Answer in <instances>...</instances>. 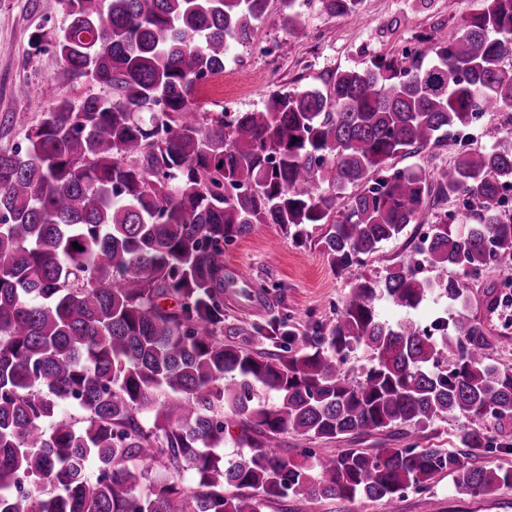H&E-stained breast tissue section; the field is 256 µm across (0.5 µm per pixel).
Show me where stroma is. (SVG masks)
Instances as JSON below:
<instances>
[{
    "label": "stroma",
    "mask_w": 512,
    "mask_h": 512,
    "mask_svg": "<svg viewBox=\"0 0 512 512\" xmlns=\"http://www.w3.org/2000/svg\"><path fill=\"white\" fill-rule=\"evenodd\" d=\"M476 5V0H363L360 14L330 16L317 0H296L299 22L290 29L282 22V0H267L252 43L234 50L223 74L201 87L196 100L210 110L263 108L275 91L323 87L336 71L363 66L378 54L413 48L420 33L436 27L454 31ZM66 23L63 0H0V153L26 149V133L48 105V86H55L60 98L74 99L89 90L108 96L107 86H92L83 79L55 84L59 60L53 49L32 48L36 28L56 31ZM20 84L26 86L27 98L16 97ZM323 231L320 224L310 227L311 242L299 248L276 225L257 224L233 243L224 253L225 269L246 270L270 290L255 302L240 291L225 295V328H247L279 317L310 330L332 318L350 285L316 246ZM415 260L414 246L403 236L384 242L362 272L378 282L389 266H409ZM267 512H512V488L475 494L458 488L444 473L425 491L407 489L391 503L295 497L287 507L274 504Z\"/></svg>",
    "instance_id": "obj_1"
}]
</instances>
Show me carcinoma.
I'll list each match as a JSON object with an SVG mask.
<instances>
[{
    "label": "carcinoma",
    "mask_w": 512,
    "mask_h": 512,
    "mask_svg": "<svg viewBox=\"0 0 512 512\" xmlns=\"http://www.w3.org/2000/svg\"><path fill=\"white\" fill-rule=\"evenodd\" d=\"M68 23L36 32L60 59L56 80L84 78L102 97L51 102L24 153H0V512H265L313 502L393 501L446 472L466 490L512 486V361L472 309L512 301L475 281L512 268V142L470 130L512 109V0H481L462 27L416 49L341 70L323 89L274 92L254 112H201L200 83L251 42L267 0H64ZM329 15L363 0H318ZM458 145L429 174L395 160ZM352 189L337 209V195ZM462 200L425 235L430 276L395 265L359 274L427 207ZM255 224L296 246L307 226L349 294L313 334L286 320L224 342V250ZM79 248H74L73 244ZM454 274H448V270ZM430 295L456 310L429 327L409 313ZM386 299L407 316L383 320ZM364 348L370 366L343 370ZM275 393L274 408L253 404ZM82 412L77 419L64 405ZM249 452L226 465L224 413ZM463 418L458 449L358 448ZM348 439L336 453L281 450L280 435ZM194 480L183 483V473ZM502 113H487L483 119L473 128L480 143L488 148L505 143L506 131L501 125Z\"/></svg>",
    "instance_id": "carcinoma-1"
}]
</instances>
